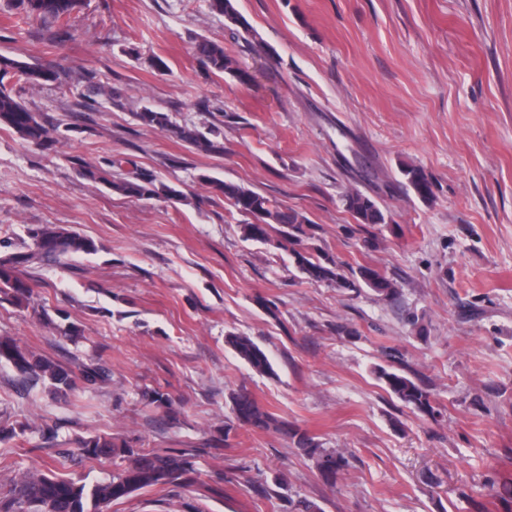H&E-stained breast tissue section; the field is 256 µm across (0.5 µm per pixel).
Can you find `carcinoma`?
<instances>
[{
  "instance_id": "cac0c4a2",
  "label": "carcinoma",
  "mask_w": 512,
  "mask_h": 512,
  "mask_svg": "<svg viewBox=\"0 0 512 512\" xmlns=\"http://www.w3.org/2000/svg\"><path fill=\"white\" fill-rule=\"evenodd\" d=\"M18 3L26 13L49 22L53 39H73L70 21L83 6V0H18ZM209 8L224 17V26L228 30L237 34L242 29L252 39H257L256 31L237 9L236 0H209ZM195 51L213 73L230 74L242 84L250 80V74L224 51L222 43L202 37L196 41ZM6 76L29 85L61 84L67 81L69 72L63 67L56 70L38 68L0 55V80ZM135 117L141 125L166 130L197 151L213 153L223 149L221 142L198 128L174 123L167 112L146 107L135 113ZM1 125L37 146L51 141L52 129L45 121L32 112L20 97L0 86ZM75 161L82 176L106 184L116 194L137 200L166 201L182 197L179 190L150 173L127 179L113 176L110 163L103 168L88 165L80 157ZM400 175L403 185L418 199L424 202L433 200V182L423 167L404 164L400 166ZM201 181L214 195L224 197L240 215L249 218L241 225L244 238L288 251L293 267L307 279L334 283L339 288L355 292L367 289L385 301L394 300L399 295L393 280L375 267L360 265L351 274H346L344 264L316 244L311 221L303 212L285 207L238 183L207 175L201 176ZM343 205L361 227L387 224L386 215L377 201L358 189L345 193ZM26 236L27 241L21 247L8 238L0 239V292L21 303L31 297L34 287L33 279L23 271L46 262H56L62 257L92 255L98 250L91 238L75 230L49 224L27 226ZM226 342L255 371L261 374L273 372L269 355L250 337L230 333ZM388 357L391 366L377 370V377L386 390L413 411L433 419L440 415L439 403L431 389L412 376L401 357L392 353ZM0 362L10 364L25 380L47 385L53 394L75 390L80 380L90 384L108 380V373L100 366L84 365L76 372L36 355L8 337L0 338ZM146 400L150 406L162 408L170 415L174 413L171 400L160 391L146 394ZM231 404L234 420L239 426L262 431L273 428L293 440L296 447L318 456V468L326 480H335L345 466L342 453L318 448L313 437L263 410L247 390L232 393ZM77 451L80 458L88 461L112 458V475L90 485L81 480L49 476L38 470L26 471L12 482L6 494H0V512H109L113 503L135 491L156 486H183L191 481L194 473V448H154L144 452L124 441L118 443L113 437L96 436L81 439Z\"/></svg>"
}]
</instances>
